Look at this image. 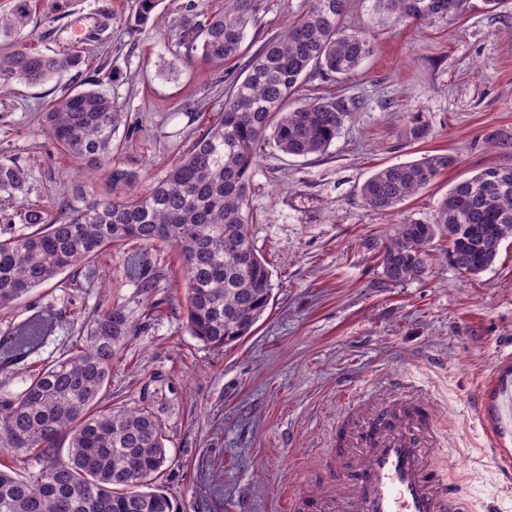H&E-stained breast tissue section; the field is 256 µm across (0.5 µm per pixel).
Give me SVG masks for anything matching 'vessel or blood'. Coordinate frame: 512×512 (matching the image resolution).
<instances>
[{
  "label": "vessel or blood",
  "instance_id": "obj_1",
  "mask_svg": "<svg viewBox=\"0 0 512 512\" xmlns=\"http://www.w3.org/2000/svg\"><path fill=\"white\" fill-rule=\"evenodd\" d=\"M493 424L512 434V367L494 388ZM437 412L411 382L394 393L356 394L336 430L322 469L289 497L290 512H466L456 481L439 467Z\"/></svg>",
  "mask_w": 512,
  "mask_h": 512
}]
</instances>
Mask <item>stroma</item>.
Segmentation results:
<instances>
[{
  "label": "stroma",
  "mask_w": 512,
  "mask_h": 512,
  "mask_svg": "<svg viewBox=\"0 0 512 512\" xmlns=\"http://www.w3.org/2000/svg\"><path fill=\"white\" fill-rule=\"evenodd\" d=\"M133 0H35L28 46L77 54L78 68L40 85L13 82L0 92V160L29 172L25 189L0 200L14 233L25 212L58 218L63 203L118 199L111 173L137 172L147 191L218 123L229 76L242 72L269 37L304 13L309 0H252L238 58L186 57L185 27L231 7L232 0H161L149 21L129 29ZM343 25L376 46L349 77L303 82L295 102L344 100L345 123L328 151L287 156L269 146L250 175L247 210L255 248L272 273L273 297L254 331L216 350L185 328L186 290L178 251L149 249L155 288H140L127 241L99 253L0 308V333L38 313H53L52 336L37 354L0 369V407L14 403L48 362L84 343L90 319L124 306L132 331L116 343L101 403L151 407L170 461L160 481L183 512H287L290 494L322 466L348 396L389 392L412 380L438 411L443 473L457 478L470 512H512V493L484 454L477 402L489 399L498 364L512 357V242L490 269L461 274L433 251L424 276L387 282L379 255L395 223L430 220L457 181L512 164L498 142H512V0L497 11L464 0L445 28L398 24L374 0H349ZM122 123L109 163L86 174L49 135L44 114L67 90L94 81ZM428 124L427 142L402 131ZM443 150L457 165L389 214L363 203L359 187L374 171Z\"/></svg>",
  "instance_id": "1"
}]
</instances>
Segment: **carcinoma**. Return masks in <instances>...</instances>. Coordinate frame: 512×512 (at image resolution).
<instances>
[{
    "label": "carcinoma",
    "mask_w": 512,
    "mask_h": 512,
    "mask_svg": "<svg viewBox=\"0 0 512 512\" xmlns=\"http://www.w3.org/2000/svg\"><path fill=\"white\" fill-rule=\"evenodd\" d=\"M160 0H134L135 25L148 21ZM396 22L434 27L456 19L463 0H377ZM348 0H311L308 11L267 39L230 81L220 122L198 137L185 159L145 193L122 200L64 204L52 221L39 209L24 221L32 231L0 237V307H6L56 276L86 265L104 248L134 240L145 247L170 244L180 254L186 288V329L205 345L222 348L251 335L272 298V272L252 242L245 212L249 178L266 145L288 156L323 154L339 134L348 106L316 98L289 108L307 78L348 77L375 51L370 38L343 28ZM251 0L189 27L186 55L208 60L236 58ZM31 0H16L0 16V37L14 38L0 52V91L14 81L38 84L78 67L77 55L30 51L23 44L31 23ZM47 131L87 172L112 154L118 112L97 88L64 93L46 113ZM405 138L420 142L429 127L412 120ZM457 164L443 151L373 172L359 188L375 213L394 211ZM28 170L0 162V193L24 189ZM512 239V164L493 165L453 184L430 222L408 219L383 245L386 280L402 285L426 272L435 241L450 243L445 257L462 274L477 275L494 263ZM142 288L156 286L145 256L130 260ZM131 321L116 305L98 315L86 345L54 360L33 377L17 401L0 410V441L40 458L38 471L21 476L0 469V512H180L177 500L157 483L167 468L166 438L149 409L102 408L112 371L113 346L129 335ZM20 335L37 340L0 346V364L38 351L47 335L31 319ZM69 439L67 454L58 448Z\"/></svg>",
    "instance_id": "cac0c4a2"
}]
</instances>
